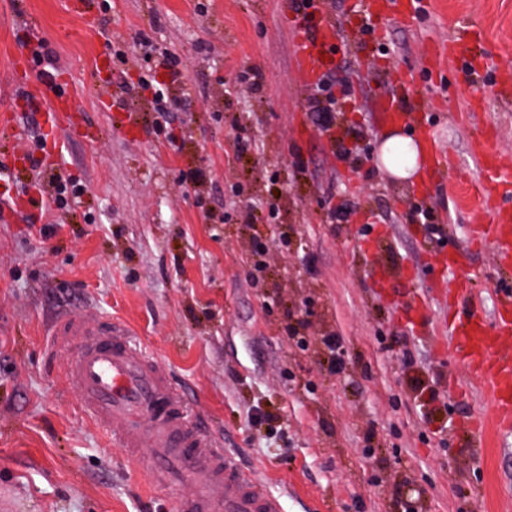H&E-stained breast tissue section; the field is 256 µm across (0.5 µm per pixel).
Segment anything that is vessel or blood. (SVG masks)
Here are the masks:
<instances>
[{"mask_svg": "<svg viewBox=\"0 0 512 512\" xmlns=\"http://www.w3.org/2000/svg\"><path fill=\"white\" fill-rule=\"evenodd\" d=\"M335 46L330 22H319L303 35L295 54L306 80L319 77L322 55L331 54ZM382 112L394 124L421 123L394 98L384 100ZM471 153L484 170L495 172L502 166L491 134L475 139ZM479 241L492 247L500 265L512 264V189L501 188ZM496 293L493 316L484 319L476 308L471 277L462 275L448 289V321L455 357L485 384L495 426L506 429L512 427V353L502 350L500 339L512 334V282H500ZM53 336L71 348L64 368L83 414L101 427L119 425L115 443L126 448L157 488L194 485L193 497L177 500L175 512H283L279 498L242 471L193 422L185 394L126 324L114 319L90 327L68 317L56 325Z\"/></svg>", "mask_w": 512, "mask_h": 512, "instance_id": "b4317fda", "label": "vessel or blood"}]
</instances>
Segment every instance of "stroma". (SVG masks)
I'll list each match as a JSON object with an SVG mask.
<instances>
[{
    "label": "stroma",
    "mask_w": 512,
    "mask_h": 512,
    "mask_svg": "<svg viewBox=\"0 0 512 512\" xmlns=\"http://www.w3.org/2000/svg\"><path fill=\"white\" fill-rule=\"evenodd\" d=\"M362 0H0V168L13 198L52 197L62 174L79 196L62 208L24 212L0 204V504L11 512H173L111 432L87 420L61 365L46 351L55 321L75 314L96 326L119 318L185 390L204 430L279 497L284 512H512V434L471 446L468 422L492 417L482 383L448 346L445 267L410 204L431 207L463 255L491 317L494 289L512 279L492 249L472 238L489 214L479 196L492 182L469 152L467 110L498 128L494 145L512 173V105L493 80L512 73V0H419L415 17L386 14L383 43L362 40ZM334 23L338 47L326 69L352 94L334 125L319 130L294 49L316 19ZM477 32L459 63L435 42ZM117 35L108 42L106 32ZM187 68L171 127H155L151 93L126 84L151 64L140 34ZM44 42L69 92L72 126L61 150L32 169L24 150L46 130L28 94L38 82L28 46ZM477 57L483 72L466 60ZM124 79L99 87L101 59ZM263 91L237 97L244 67ZM413 75L406 111L431 119L446 164L429 194L378 169L389 126L381 100ZM251 137L238 151L237 132ZM353 144L346 160L338 142ZM253 207L256 223L240 211ZM375 226L370 252L360 230ZM276 249L258 268L255 243ZM389 272L376 285L368 266ZM427 304L424 322L407 311ZM311 321L299 348L290 324ZM341 337L343 374L329 373L322 337ZM451 424L441 427V417Z\"/></svg>",
    "instance_id": "stroma-1"
}]
</instances>
